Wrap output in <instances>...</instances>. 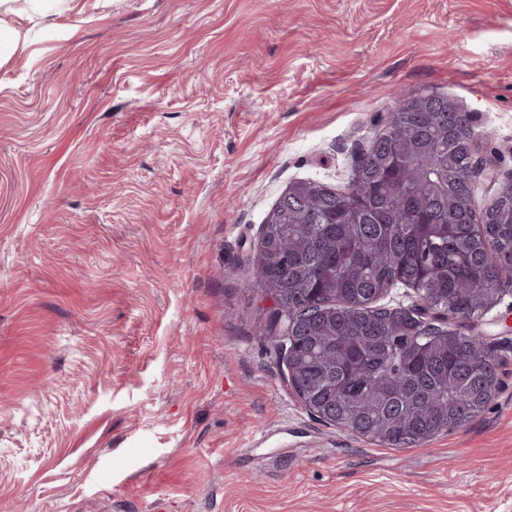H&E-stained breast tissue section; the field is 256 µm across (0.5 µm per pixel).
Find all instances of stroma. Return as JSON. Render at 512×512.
<instances>
[{"instance_id": "obj_1", "label": "stroma", "mask_w": 512, "mask_h": 512, "mask_svg": "<svg viewBox=\"0 0 512 512\" xmlns=\"http://www.w3.org/2000/svg\"><path fill=\"white\" fill-rule=\"evenodd\" d=\"M80 5L0 66V512H512V294L485 409L387 448L289 393L250 288L288 185L343 189L405 96L470 114L496 196L512 0Z\"/></svg>"}]
</instances>
